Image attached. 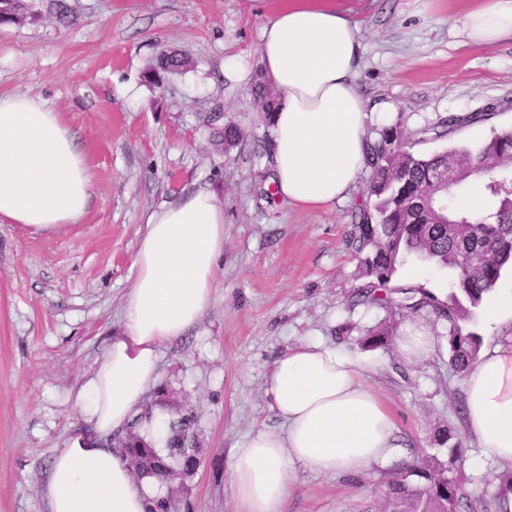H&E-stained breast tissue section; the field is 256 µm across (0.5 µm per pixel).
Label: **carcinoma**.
<instances>
[{"instance_id":"carcinoma-1","label":"carcinoma","mask_w":512,"mask_h":512,"mask_svg":"<svg viewBox=\"0 0 512 512\" xmlns=\"http://www.w3.org/2000/svg\"><path fill=\"white\" fill-rule=\"evenodd\" d=\"M36 17L31 3L0 0L1 25ZM187 66L186 59L163 53L146 71L144 81L158 86L164 75ZM490 118L489 113L450 114L433 127L434 138ZM400 145L398 132L383 128L369 146L366 202L353 215L347 231V245L365 279L353 304L434 314L447 323L451 363L463 373L480 349V337L466 323L494 289L504 268L512 264V191L504 187L512 178V168H501L496 181H484L480 211L458 203L459 185L485 174L491 162L512 156V129L495 131L475 147L458 145L429 155L400 150ZM450 166L457 169L459 180L445 187L435 176ZM410 258L448 271L452 288L445 298L419 286L395 284L399 267ZM392 335L391 326L380 324L369 331L362 346L373 348ZM190 424V417L183 415L170 426L164 456L137 433L125 438L124 451L140 474L162 482L181 480L197 465L195 449L183 447L180 441L183 428ZM461 452L456 444L448 449L446 461L433 456L406 462L388 483L385 512H496L499 494L473 501L451 475Z\"/></svg>"}]
</instances>
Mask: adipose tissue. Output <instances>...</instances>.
<instances>
[{
    "mask_svg": "<svg viewBox=\"0 0 512 512\" xmlns=\"http://www.w3.org/2000/svg\"><path fill=\"white\" fill-rule=\"evenodd\" d=\"M475 45L512 36V0H481L466 12ZM358 27L336 0H281L263 25L259 55L278 94L271 114L276 191L293 205L345 199L366 166L369 110L356 79ZM93 174L60 113L43 98L0 93V223L56 232L79 223ZM224 253V200L201 187L147 218L123 318L77 393L81 431L56 451L49 512H145L158 496L135 477L109 435L129 426L157 376L159 347L184 335L210 306ZM351 351L298 342L265 378L280 429L260 428L234 449L228 471L237 512H283L296 470L359 476L384 463L397 426ZM464 417L483 459L512 465V345L478 354L464 377Z\"/></svg>",
    "mask_w": 512,
    "mask_h": 512,
    "instance_id": "1",
    "label": "adipose tissue"
}]
</instances>
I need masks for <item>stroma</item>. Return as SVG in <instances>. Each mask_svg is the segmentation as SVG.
Returning <instances> with one entry per match:
<instances>
[{"mask_svg":"<svg viewBox=\"0 0 512 512\" xmlns=\"http://www.w3.org/2000/svg\"><path fill=\"white\" fill-rule=\"evenodd\" d=\"M37 0L35 21L0 26V92L42 96L75 133L93 173V202L80 223L50 234L0 223V512H47L54 453L79 422L75 395L118 331L132 258L151 212L183 190L209 184L224 197L218 289L199 322L160 347L146 404L191 412L199 463L185 481L159 486L177 512H235L226 471L234 448L258 426L279 427L265 377L298 340L361 351L369 382L398 426L393 456L362 477L301 467L284 512H383L386 482L402 460L447 446L466 493L489 490L501 464L471 466L479 451L463 415L464 376L451 365L447 330L434 316L356 306L362 285L345 244L366 176L321 209L284 203L270 161L271 125L253 93L260 28L277 0ZM363 47L357 84L369 132L398 129L408 150L428 155L477 145L512 127V38L476 46L463 32L474 0H340ZM173 52L187 70L161 86L142 75ZM489 120L442 139L427 134L448 114ZM235 123L241 143L216 136ZM398 283L446 296V271L411 260ZM430 331L436 343L408 361L395 340L362 348L380 322Z\"/></svg>","mask_w":512,"mask_h":512,"instance_id":"obj_1","label":"stroma"}]
</instances>
